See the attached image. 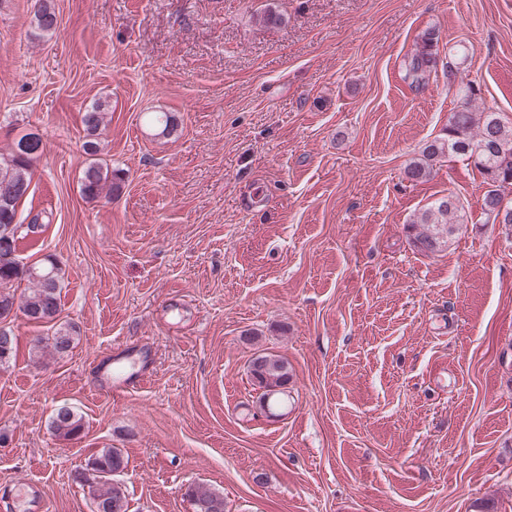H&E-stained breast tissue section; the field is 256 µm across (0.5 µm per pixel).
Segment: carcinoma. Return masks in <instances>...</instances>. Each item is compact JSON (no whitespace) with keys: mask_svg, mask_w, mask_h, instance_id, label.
Returning a JSON list of instances; mask_svg holds the SVG:
<instances>
[{"mask_svg":"<svg viewBox=\"0 0 512 512\" xmlns=\"http://www.w3.org/2000/svg\"><path fill=\"white\" fill-rule=\"evenodd\" d=\"M33 21L40 31L52 34L58 27V16L50 0H36ZM438 31L426 30L415 51L406 56L403 63V80L416 91L425 89L433 71L437 69ZM448 85L460 84V105L448 119L445 137L426 142L419 156L406 167L408 178L419 181L430 175L432 167L443 158L464 157L473 160L489 189L481 198V209L494 224H512V206L505 201L506 190L512 188V122L491 110L476 108L480 89L473 82H458L459 66L448 65ZM104 107L98 105L84 113L83 123L87 137L83 144L85 154L98 153V136L104 125ZM29 134L15 139L10 151L0 154V197L10 195V204L0 205V310L17 306L34 325L55 322L60 306L62 288L61 268L50 258L34 265L35 272L20 264L17 252L22 234L33 238L44 232V216L29 212L28 223L16 220L20 207L29 196L32 184V161L40 151L42 141L28 140ZM124 180L115 170H109L95 161L89 162L82 171L80 191L89 201L103 199L107 202L123 190ZM460 208L452 195L442 197L418 213L406 225L414 247L424 253H435L448 245L460 220ZM26 280L30 287L18 294L14 283ZM46 345L54 352L63 354L73 345V336L66 326H58L52 335L35 340L34 349ZM253 384L262 389L259 407L275 415L281 408L290 380L288 361L283 357L263 352L250 362ZM54 434L63 440H75L84 434L83 417L72 407L63 405L56 409L51 422ZM127 461L116 448H104L88 458L77 479L87 485L93 496L94 512H127L125 488L112 482L110 473L125 470ZM194 512H224V496L207 485H192L187 490Z\"/></svg>","mask_w":512,"mask_h":512,"instance_id":"1","label":"carcinoma"}]
</instances>
